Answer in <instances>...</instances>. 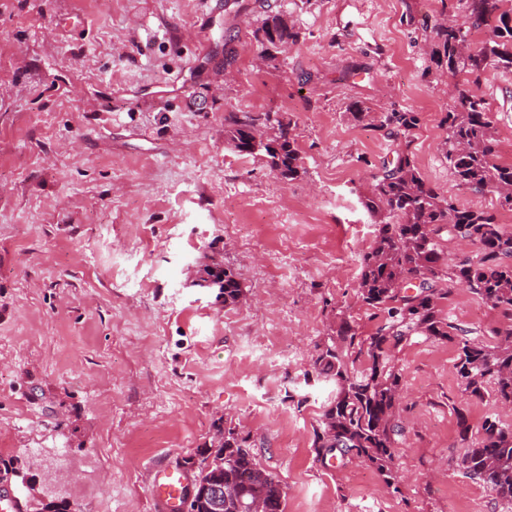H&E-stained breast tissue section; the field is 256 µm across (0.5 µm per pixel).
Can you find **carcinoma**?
Segmentation results:
<instances>
[{
	"label": "carcinoma",
	"mask_w": 512,
	"mask_h": 512,
	"mask_svg": "<svg viewBox=\"0 0 512 512\" xmlns=\"http://www.w3.org/2000/svg\"><path fill=\"white\" fill-rule=\"evenodd\" d=\"M507 0H467L461 25L441 23L433 30L430 61L442 73L466 76L456 84L455 106L440 124L445 129L441 151L460 184L478 192L512 189V165L494 162V127L486 100L470 88L488 69L512 71V8ZM491 28L475 49L468 37ZM261 61L271 62L279 45H294L300 32L284 15L271 12L253 32ZM416 112L393 110L380 117L378 128L410 138L420 125ZM224 136L236 152L259 155L282 180L304 173L291 119L273 112L238 110L224 114ZM362 205L375 218L374 239L363 254L358 299L378 319L374 332L360 336L344 312L337 313L336 335L318 347L313 357L317 374L335 385L326 405L314 448L319 457L334 452L371 464L392 487L397 424L395 409L402 387L392 352L421 336L456 345L460 388L482 399L494 385L498 401L512 408V323L495 327L492 345L466 336L442 316L450 294L447 284L461 282L492 308L512 320V231L498 224L490 210H471L441 196L423 178L406 149L373 175ZM460 238L478 246L472 262H452L444 238ZM202 288H217L224 305L237 303L243 293L238 275L212 263L198 280ZM481 438L460 461L465 473L486 485L496 498L512 504V425L486 418ZM209 454L226 457L224 470L198 467L196 479L206 486L217 479L237 490L218 508L206 495L196 496L191 512H249L261 501L266 512H284L285 488L277 476L259 467L253 449L233 430H219Z\"/></svg>",
	"instance_id": "obj_1"
}]
</instances>
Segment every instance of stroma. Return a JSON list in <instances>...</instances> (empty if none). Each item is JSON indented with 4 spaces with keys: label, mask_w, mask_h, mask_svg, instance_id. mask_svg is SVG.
I'll return each instance as SVG.
<instances>
[{
    "label": "stroma",
    "mask_w": 512,
    "mask_h": 512,
    "mask_svg": "<svg viewBox=\"0 0 512 512\" xmlns=\"http://www.w3.org/2000/svg\"><path fill=\"white\" fill-rule=\"evenodd\" d=\"M301 32L269 65L253 32L270 12ZM460 0H0V462L11 494L66 502L95 477L101 512H151L150 470L182 465L217 428L248 440L286 491L285 512H512L460 466L467 398L457 348L414 339L393 353L402 428L389 487L368 463L318 457L334 394L311 358L338 311L359 335L373 239L361 204L409 146L422 176L473 209L439 121L454 99L432 70L438 23ZM495 162L512 163V72L480 77ZM416 112L411 142L352 117ZM289 118L305 168L281 180L224 143L230 111ZM241 278L227 306L196 286L205 265ZM444 316L488 341L499 311L458 285Z\"/></svg>",
    "instance_id": "1"
}]
</instances>
